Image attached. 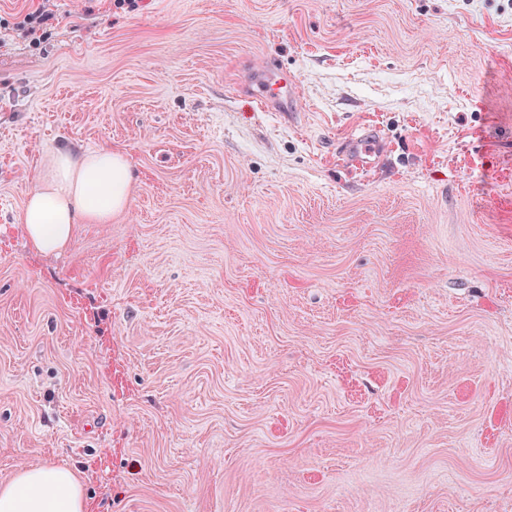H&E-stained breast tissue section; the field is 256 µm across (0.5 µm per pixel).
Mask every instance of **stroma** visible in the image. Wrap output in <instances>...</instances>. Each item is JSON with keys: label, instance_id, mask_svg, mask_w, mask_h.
<instances>
[{"label": "stroma", "instance_id": "35a3bbf8", "mask_svg": "<svg viewBox=\"0 0 512 512\" xmlns=\"http://www.w3.org/2000/svg\"><path fill=\"white\" fill-rule=\"evenodd\" d=\"M136 2L0 0L50 15L0 29V485L512 512V0ZM62 146L121 151L130 199L43 254L19 216ZM50 15L41 10L29 11L24 14L17 15L13 18V22L0 18V28L9 27L12 24V29L16 31H22L27 36H35L37 32L43 27L48 21ZM251 82L256 97L265 104H277L278 108L288 109V104L296 105V98L288 75L279 73L267 64L253 68ZM369 131L353 135L347 138L341 145L340 157L347 162H365L368 163L370 157H375L379 153L378 145L373 141Z\"/></svg>", "mask_w": 512, "mask_h": 512}]
</instances>
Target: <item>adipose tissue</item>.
<instances>
[{
  "mask_svg": "<svg viewBox=\"0 0 512 512\" xmlns=\"http://www.w3.org/2000/svg\"><path fill=\"white\" fill-rule=\"evenodd\" d=\"M130 182L121 151L56 152L43 182L27 195L20 216L26 236L39 252L64 249L74 224L107 223L128 205ZM0 512H85V501L68 470L29 467L0 486Z\"/></svg>",
  "mask_w": 512,
  "mask_h": 512,
  "instance_id": "obj_1",
  "label": "adipose tissue"
}]
</instances>
